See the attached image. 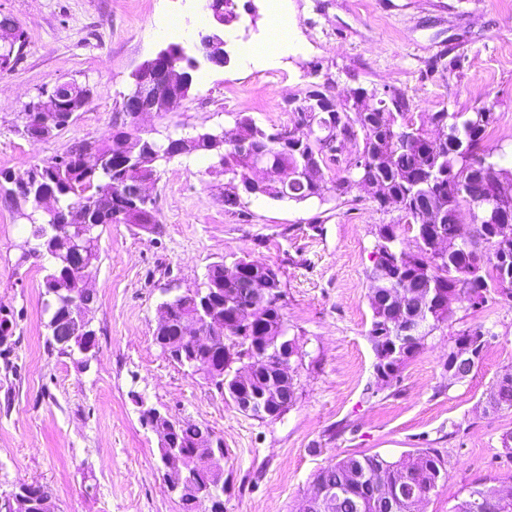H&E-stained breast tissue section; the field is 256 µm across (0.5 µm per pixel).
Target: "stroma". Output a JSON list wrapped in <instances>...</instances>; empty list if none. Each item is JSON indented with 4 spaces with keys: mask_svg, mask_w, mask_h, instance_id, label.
Here are the masks:
<instances>
[{
    "mask_svg": "<svg viewBox=\"0 0 512 512\" xmlns=\"http://www.w3.org/2000/svg\"><path fill=\"white\" fill-rule=\"evenodd\" d=\"M205 0H0L24 47L0 71V172L17 177L64 156L81 140L105 141L121 121L133 72L168 37L177 14L179 44L193 52ZM239 19L221 32L224 67L201 62L179 107L145 118L146 136L181 138L231 130L238 115L268 129L286 125L287 100L307 85L337 97L358 89L399 91L413 122L441 109L493 107L482 142L512 166V0H235ZM288 18L282 57L244 61V37H263L274 14ZM89 88L65 128L32 142L25 109L55 82ZM200 154L157 168L150 194L161 224L99 226V259L88 272L97 355L81 365L48 349L43 279L48 257L29 251L32 227L0 197V318L12 334L0 344V495L21 484L48 487L54 512H182L169 492L157 435L142 405L208 428L224 441V512H296L314 474L348 454L396 460L439 449L448 478L423 512H450L475 484L512 489V457L500 437L512 411L488 415L484 402L512 368V301L481 309L455 303L451 323L428 337L397 382L374 383L368 301L375 231L399 225L405 247L415 230L370 192L295 202L244 199L224 209V174ZM278 269L283 314L300 347L296 403L277 420L239 411L202 375L156 345L159 304L196 288L207 268L231 255ZM481 326L493 338L466 379L449 384L444 363L455 333Z\"/></svg>",
    "mask_w": 512,
    "mask_h": 512,
    "instance_id": "stroma-1",
    "label": "stroma"
}]
</instances>
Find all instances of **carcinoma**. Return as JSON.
I'll return each mask as SVG.
<instances>
[{
	"label": "carcinoma",
	"mask_w": 512,
	"mask_h": 512,
	"mask_svg": "<svg viewBox=\"0 0 512 512\" xmlns=\"http://www.w3.org/2000/svg\"><path fill=\"white\" fill-rule=\"evenodd\" d=\"M389 99L386 112H365L348 109L336 103L334 137L314 138L313 127L324 125L319 112L290 110L286 129L297 132V138L279 142L273 131L259 126L252 118L241 116L231 130L232 137L246 143L243 150L224 146V172L240 179L247 175L252 164L261 160L274 169H288V199L303 202L324 197L328 192L341 198L349 195L361 180L379 187L376 197L379 207L384 198L397 200L399 210L416 225L415 248L403 246L398 225L382 224L376 232L373 253L378 263L371 268L368 300L372 312L371 329L390 330L396 335L401 318L418 315L423 325L420 338L409 343L405 350L389 358L387 371L392 384L402 367L420 349L433 331L454 315L455 302L466 299L475 308L484 306L494 293L512 300V287L504 286L501 277L502 259L512 260V236L500 237L494 225L488 223L491 211L512 215V194L505 186L512 185V168L503 166L493 153L481 149L487 128L494 120L493 106H482L474 112H450L442 109L429 116L433 130L417 127L408 118L410 104L404 94L396 91L380 94L361 90L360 99L375 101L380 96ZM42 113L32 112L25 134L36 141L48 138L63 124L40 123ZM405 130L414 137V144L405 147L398 131ZM116 134L131 138L129 156L117 158L113 145L94 142L104 163L95 171L83 168L75 154L84 141L76 142L67 152L69 160L43 162L32 170L40 185L53 191L59 209L71 224H138L154 230L160 219L154 205L144 208L119 197V185L129 176L152 178L160 164L167 141L137 134L124 121ZM361 140L357 155L345 162L340 174L330 183L323 176L303 178L298 172L312 159L317 167L340 163L334 152L336 137ZM21 218L34 226L38 238L33 251L50 247L62 256L65 240L53 233L43 239L39 233L50 219L39 223L35 212L21 213ZM240 262L247 272L236 280L224 281V263L210 265L215 289L212 304L219 307L214 333L235 342L246 351L245 340L250 336L269 337L268 351L279 344L288 323L279 301V271L272 266ZM62 260H56L54 270L44 278V294L58 308L64 289L76 290L82 283L76 276H63ZM255 280H264L277 293L254 301V317L248 321L238 318L235 303L249 291ZM187 303L168 308L167 322L158 324L154 340L160 344L168 336L180 334L183 318L196 310L195 298L186 296ZM490 331L483 326L459 331L453 337L446 364L453 363L456 351L462 346H477L478 358H483L489 345ZM197 361L196 372L224 390L223 381L216 378L222 356L218 351L192 350ZM485 405L492 413L512 410V370L503 373L489 391ZM210 430L186 423L173 432L171 446L188 456L195 445L206 441ZM446 461L436 448H423L398 460L390 461L378 454L348 455L320 468L314 481L327 490L324 512H414V507L401 502H388L387 488L394 480L404 477L406 494L428 497L439 481L447 478ZM22 506L18 512H41V500L51 495L46 487H15ZM183 512H224V498L219 496L202 502L188 494L180 496ZM452 512H512V503L503 506L500 490L494 487H474L459 498Z\"/></svg>",
	"instance_id": "obj_1"
}]
</instances>
